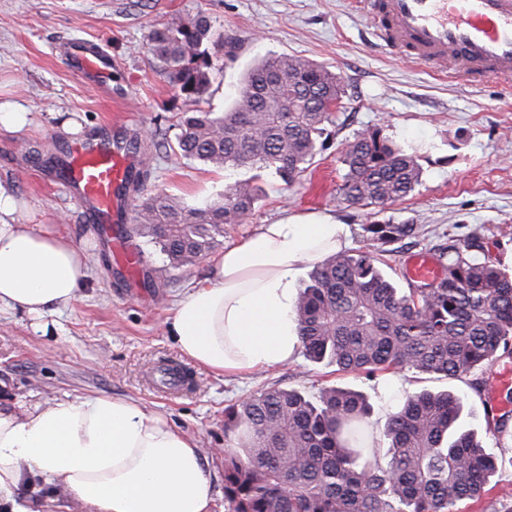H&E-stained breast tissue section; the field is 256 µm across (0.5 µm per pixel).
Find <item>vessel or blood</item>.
<instances>
[{
    "label": "vessel or blood",
    "mask_w": 512,
    "mask_h": 512,
    "mask_svg": "<svg viewBox=\"0 0 512 512\" xmlns=\"http://www.w3.org/2000/svg\"><path fill=\"white\" fill-rule=\"evenodd\" d=\"M375 36L405 58L444 63L476 84L512 77V0H356ZM67 55L88 81L106 79L112 59L104 49L71 41ZM130 166L111 140L75 145L69 185L93 223L116 216L119 186Z\"/></svg>",
    "instance_id": "obj_1"
}]
</instances>
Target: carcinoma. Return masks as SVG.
Segmentation results:
<instances>
[{"mask_svg": "<svg viewBox=\"0 0 512 512\" xmlns=\"http://www.w3.org/2000/svg\"><path fill=\"white\" fill-rule=\"evenodd\" d=\"M210 17L176 16L151 30L148 52L177 93L194 105L177 124L182 156L224 170L271 169L284 182L300 178L323 148L341 103L340 77L294 55H268L243 75L233 105L217 114L200 107L224 64ZM341 199L383 207L421 182L415 155L369 127L341 151ZM144 166L125 182L137 192ZM263 193L255 179L236 180L203 207L165 192L144 198L136 224L118 225L159 247L165 264L144 272L143 284L206 257L229 224L252 211ZM419 224H367L369 245L419 234ZM477 232L433 248L442 276L404 292L374 252L342 250L313 265L296 305L304 356L346 373L372 376L412 371L455 379L512 359V277L484 256ZM512 390L485 403L487 430L512 421ZM463 400L445 390L406 395L388 414L386 464L380 448L364 447L372 406L357 390L323 387L308 395L268 388L225 411L234 446L224 449V499L231 512H456L478 503L499 470L512 467L485 452L462 426Z\"/></svg>", "mask_w": 512, "mask_h": 512, "instance_id": "obj_1", "label": "carcinoma"}]
</instances>
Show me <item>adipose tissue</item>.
Instances as JSON below:
<instances>
[{
  "instance_id": "ef3b65f1",
  "label": "adipose tissue",
  "mask_w": 512,
  "mask_h": 512,
  "mask_svg": "<svg viewBox=\"0 0 512 512\" xmlns=\"http://www.w3.org/2000/svg\"><path fill=\"white\" fill-rule=\"evenodd\" d=\"M17 210L12 189L0 184V310L40 319L76 298L86 256L68 238L10 223ZM349 236L328 216L257 225L178 300L169 335L186 359L218 375L293 362L297 276L346 248ZM205 464L192 436L130 399L64 396L22 414L0 406V512H33L25 487L90 512H212Z\"/></svg>"
}]
</instances>
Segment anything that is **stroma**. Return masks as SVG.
<instances>
[{
    "mask_svg": "<svg viewBox=\"0 0 512 512\" xmlns=\"http://www.w3.org/2000/svg\"><path fill=\"white\" fill-rule=\"evenodd\" d=\"M205 12L230 42L235 57L210 85L203 106L229 109L241 78L259 58L300 55L342 78L344 107L331 137L293 184L273 171L258 179L264 195L242 222L227 226L222 247L250 236L257 225L288 215H332L348 225L351 250L364 245L367 224H418L415 242L385 244L382 257L397 283L406 260L427 253L444 235H485L489 254L512 273V82L477 87L448 78L438 65L407 62L377 41L353 0H0V105L28 113L20 129L0 126V183L22 203L18 224H46L87 247L88 278L67 308L54 314L47 334L31 319L0 313V404L22 410L64 395L130 398L162 412L205 448L208 470L220 478L224 410L270 387L310 393L326 386L363 392L373 406L370 422L384 427L394 402L424 388L447 389L464 399L462 422L488 452L512 455V436L489 433L484 398L469 378L439 379L403 371L368 379L305 358L240 377L193 368L195 386L184 395L157 392L148 380L161 362L185 358L166 331L176 302L202 281L209 261L173 272L162 298L116 265L112 242L100 237L66 180L41 159H68L90 132L119 138L139 132L146 140L174 141L188 108L146 49L158 23ZM101 44L112 58L110 86L88 83L64 59L68 41ZM384 134L422 167L420 185L408 197L376 210L340 202L344 144L369 127ZM152 175L141 192H128L122 218L134 224L139 195L165 191L193 206L204 205L246 170L221 171L163 148L147 157Z\"/></svg>",
    "mask_w": 512,
    "mask_h": 512,
    "instance_id": "obj_1",
    "label": "stroma"
}]
</instances>
